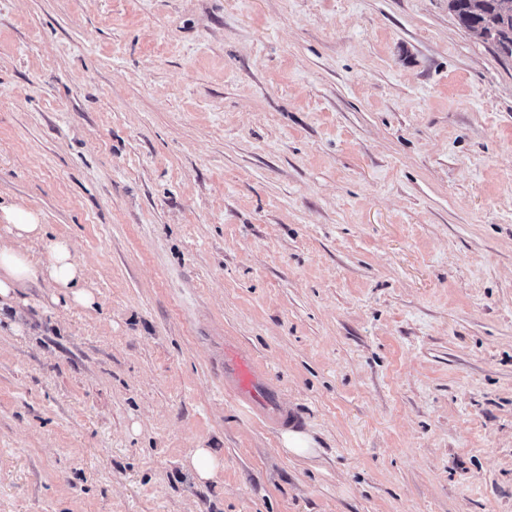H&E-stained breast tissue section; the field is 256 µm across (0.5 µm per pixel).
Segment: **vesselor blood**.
Returning a JSON list of instances; mask_svg holds the SVG:
<instances>
[{"label":"vessel or blood","mask_w":512,"mask_h":512,"mask_svg":"<svg viewBox=\"0 0 512 512\" xmlns=\"http://www.w3.org/2000/svg\"><path fill=\"white\" fill-rule=\"evenodd\" d=\"M224 391L271 429L297 428L299 419L255 355L232 337L224 339Z\"/></svg>","instance_id":"vessel-or-blood-1"}]
</instances>
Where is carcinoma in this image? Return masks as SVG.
<instances>
[{"mask_svg":"<svg viewBox=\"0 0 512 512\" xmlns=\"http://www.w3.org/2000/svg\"><path fill=\"white\" fill-rule=\"evenodd\" d=\"M458 24L490 40L506 57H512V4L509 0H448Z\"/></svg>","mask_w":512,"mask_h":512,"instance_id":"cac0c4a2","label":"carcinoma"}]
</instances>
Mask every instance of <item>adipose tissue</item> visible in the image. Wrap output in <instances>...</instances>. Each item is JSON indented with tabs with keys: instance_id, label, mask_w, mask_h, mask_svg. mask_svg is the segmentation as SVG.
I'll return each mask as SVG.
<instances>
[{
	"instance_id": "1",
	"label": "adipose tissue",
	"mask_w": 512,
	"mask_h": 512,
	"mask_svg": "<svg viewBox=\"0 0 512 512\" xmlns=\"http://www.w3.org/2000/svg\"><path fill=\"white\" fill-rule=\"evenodd\" d=\"M0 228L9 238L0 243V299H14L16 289L43 281L58 289L65 299L92 307L95 298L84 283V267L75 256L74 246L64 238L49 241L48 259L36 265L18 244L45 237L39 212L20 205H0Z\"/></svg>"
}]
</instances>
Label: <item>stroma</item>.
I'll use <instances>...</instances> for the list:
<instances>
[{
  "instance_id": "obj_1",
  "label": "stroma",
  "mask_w": 512,
  "mask_h": 512,
  "mask_svg": "<svg viewBox=\"0 0 512 512\" xmlns=\"http://www.w3.org/2000/svg\"><path fill=\"white\" fill-rule=\"evenodd\" d=\"M0 203L96 298L0 305V512H512V58L448 0H0ZM0 223L7 237L16 242L43 239L46 234L40 213L21 205L0 204ZM224 392L273 430L299 427L295 411L281 399L265 365L230 336L224 339ZM284 448L296 456H309L314 448V443L307 435L292 430L283 436ZM185 466L200 481L212 479L222 467L220 457L211 448H198L186 460Z\"/></svg>"
}]
</instances>
